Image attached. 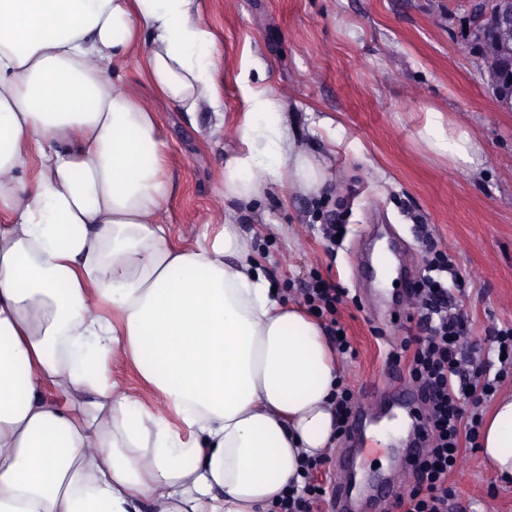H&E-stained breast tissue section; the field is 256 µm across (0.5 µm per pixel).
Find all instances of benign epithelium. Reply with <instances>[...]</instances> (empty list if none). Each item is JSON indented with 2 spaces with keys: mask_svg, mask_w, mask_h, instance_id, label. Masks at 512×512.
<instances>
[{
  "mask_svg": "<svg viewBox=\"0 0 512 512\" xmlns=\"http://www.w3.org/2000/svg\"><path fill=\"white\" fill-rule=\"evenodd\" d=\"M472 34L493 95L512 111V0H482L471 5Z\"/></svg>",
  "mask_w": 512,
  "mask_h": 512,
  "instance_id": "benign-epithelium-1",
  "label": "benign epithelium"
}]
</instances>
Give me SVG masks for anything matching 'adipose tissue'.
Here are the masks:
<instances>
[{
  "instance_id": "1",
  "label": "adipose tissue",
  "mask_w": 512,
  "mask_h": 512,
  "mask_svg": "<svg viewBox=\"0 0 512 512\" xmlns=\"http://www.w3.org/2000/svg\"><path fill=\"white\" fill-rule=\"evenodd\" d=\"M202 0H0V512H272L334 443L340 386L321 323L273 293L232 216L169 244L171 193L153 112L115 82L139 58L167 101L219 112L220 49ZM224 198L322 180L257 93ZM438 155L479 148L442 113ZM33 181H25L30 159ZM119 353L179 418L115 393ZM487 466L512 480V393L484 420Z\"/></svg>"
}]
</instances>
